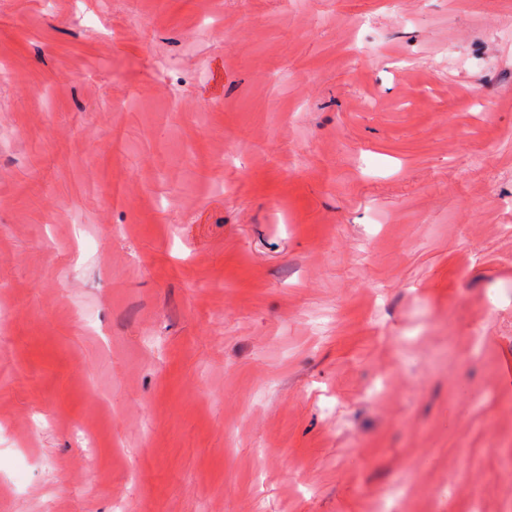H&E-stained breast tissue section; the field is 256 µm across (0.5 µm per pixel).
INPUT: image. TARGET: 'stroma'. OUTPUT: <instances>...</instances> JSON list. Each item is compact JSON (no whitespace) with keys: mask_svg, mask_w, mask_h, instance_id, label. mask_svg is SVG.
<instances>
[{"mask_svg":"<svg viewBox=\"0 0 512 512\" xmlns=\"http://www.w3.org/2000/svg\"><path fill=\"white\" fill-rule=\"evenodd\" d=\"M1 64L0 512H512V0H0Z\"/></svg>","mask_w":512,"mask_h":512,"instance_id":"obj_1","label":"stroma"}]
</instances>
